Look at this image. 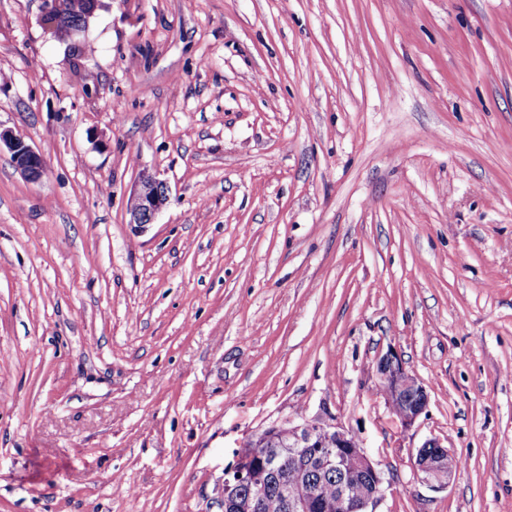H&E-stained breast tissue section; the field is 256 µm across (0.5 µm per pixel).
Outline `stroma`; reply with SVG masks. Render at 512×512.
Masks as SVG:
<instances>
[{"mask_svg": "<svg viewBox=\"0 0 512 512\" xmlns=\"http://www.w3.org/2000/svg\"><path fill=\"white\" fill-rule=\"evenodd\" d=\"M80 47L0 0V126L46 161L0 152V512H217L314 418L375 512H512V0H101ZM4 148L11 154L15 166L30 180L43 176L46 165L42 156L22 136L0 126V152ZM169 199V189L164 181L153 175L142 174L130 197L128 224L138 234L145 232ZM380 385L393 414L404 427H411L425 413L429 395L425 386L406 370L398 353L392 349L377 363ZM451 455L453 453L438 439L427 440L418 449L415 457V467L421 481L435 490L447 488L456 475L455 471H458L462 465L457 456L449 457L446 463L447 469L443 473V478L447 479L448 477V482L440 480L438 473L444 469L445 458Z\"/></svg>", "mask_w": 512, "mask_h": 512, "instance_id": "stroma-1", "label": "stroma"}]
</instances>
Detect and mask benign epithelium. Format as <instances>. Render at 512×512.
Returning <instances> with one entry per match:
<instances>
[{
    "instance_id": "1",
    "label": "benign epithelium",
    "mask_w": 512,
    "mask_h": 512,
    "mask_svg": "<svg viewBox=\"0 0 512 512\" xmlns=\"http://www.w3.org/2000/svg\"><path fill=\"white\" fill-rule=\"evenodd\" d=\"M7 150L15 166L31 180L40 179L45 162L24 138L11 129L0 128V151ZM169 202L166 183L153 175L139 178L128 206L129 224L136 233H143L152 225L160 211ZM380 385L393 414L404 427L414 425L425 413L429 395L425 386L406 370L398 353L392 349L377 363ZM269 434L260 433L236 452L235 462L224 469L220 512H233L244 500L250 512H261L267 487L277 488L285 512H310L315 508L326 512L330 501L313 496L299 500L291 495L288 475L279 465V455L266 447ZM288 447L303 460L298 470L308 474L313 470L336 473V496L349 499L353 483L364 485V494L358 500V512H369L382 492L384 477L365 452L358 439L343 427L326 421L305 420L289 426ZM452 455L437 439L427 440L417 451L415 467L421 481L440 490L448 486L456 472L448 471V480L442 481L438 473L444 469V460ZM260 461V468L248 465L252 459Z\"/></svg>"
}]
</instances>
